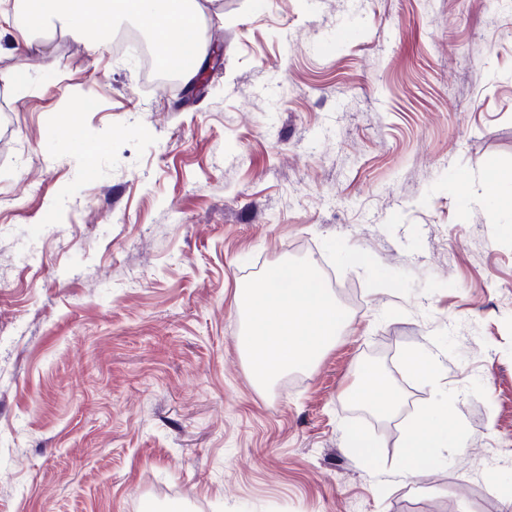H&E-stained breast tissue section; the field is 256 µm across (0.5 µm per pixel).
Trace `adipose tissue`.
I'll list each match as a JSON object with an SVG mask.
<instances>
[{
    "instance_id": "1",
    "label": "adipose tissue",
    "mask_w": 512,
    "mask_h": 512,
    "mask_svg": "<svg viewBox=\"0 0 512 512\" xmlns=\"http://www.w3.org/2000/svg\"><path fill=\"white\" fill-rule=\"evenodd\" d=\"M16 10L14 50L23 58L14 72L19 86L28 84L36 66L33 32L56 19L86 32L126 12L148 23L151 38L162 48L161 62L188 55L198 60L206 52L198 31V0H18ZM241 299L251 311L244 346L251 377L259 384L314 361L331 345L343 321L342 311L309 264L293 270L272 266L261 287L243 290ZM453 439L447 417L415 424L402 443L405 474L417 477L432 470L436 450L449 447Z\"/></svg>"
}]
</instances>
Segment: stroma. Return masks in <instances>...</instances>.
<instances>
[{"mask_svg": "<svg viewBox=\"0 0 512 512\" xmlns=\"http://www.w3.org/2000/svg\"><path fill=\"white\" fill-rule=\"evenodd\" d=\"M199 2L224 67L189 103L64 27L17 89L0 17V512H506L512 0ZM275 263L333 272L344 321L258 385L238 296ZM375 353L384 425L344 395ZM453 439L448 409L443 417H431L415 424L401 445V465L404 473L410 477H418L432 470L435 466L436 448L449 447Z\"/></svg>", "mask_w": 512, "mask_h": 512, "instance_id": "35a3bbf8", "label": "stroma"}]
</instances>
